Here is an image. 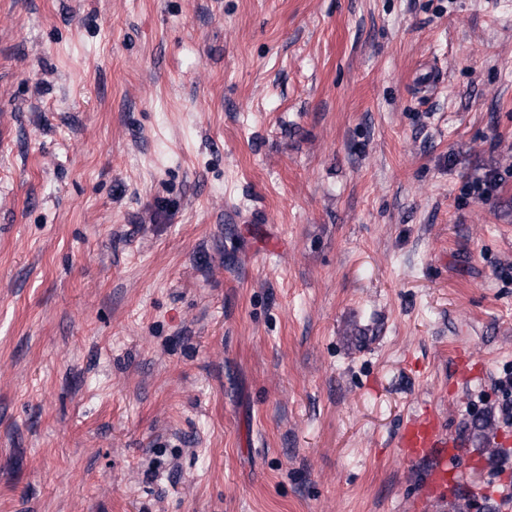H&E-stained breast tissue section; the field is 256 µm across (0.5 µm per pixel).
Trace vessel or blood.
I'll list each match as a JSON object with an SVG mask.
<instances>
[{"label": "vessel or blood", "mask_w": 512, "mask_h": 512, "mask_svg": "<svg viewBox=\"0 0 512 512\" xmlns=\"http://www.w3.org/2000/svg\"><path fill=\"white\" fill-rule=\"evenodd\" d=\"M396 447L404 460L426 466L422 493L415 498V505L448 498L460 484L464 460L461 445L448 436L442 416L431 407L415 411L403 422Z\"/></svg>", "instance_id": "obj_1"}]
</instances>
